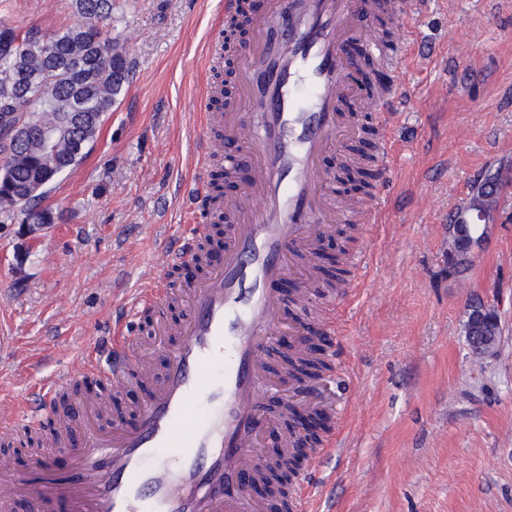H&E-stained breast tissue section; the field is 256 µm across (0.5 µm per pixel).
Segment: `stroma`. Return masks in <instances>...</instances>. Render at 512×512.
<instances>
[{"mask_svg":"<svg viewBox=\"0 0 512 512\" xmlns=\"http://www.w3.org/2000/svg\"><path fill=\"white\" fill-rule=\"evenodd\" d=\"M74 0H12L0 21L51 34ZM376 28L404 57L409 111L396 113L378 221L357 253L324 349L333 367L281 399L332 411L324 454L299 466L303 512H512V188L471 268L448 274V224L474 185L512 180V0H421ZM220 0H112L109 35L128 40L129 84L85 162L43 200L37 235L0 223V396L20 403L60 379L114 309L142 286L191 215L179 189L197 170L204 88L223 78L206 49L224 36ZM497 306V357L469 349L471 306Z\"/></svg>","mask_w":512,"mask_h":512,"instance_id":"1","label":"stroma"}]
</instances>
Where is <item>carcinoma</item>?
I'll use <instances>...</instances> for the list:
<instances>
[{
	"label": "carcinoma",
	"instance_id": "carcinoma-1",
	"mask_svg": "<svg viewBox=\"0 0 512 512\" xmlns=\"http://www.w3.org/2000/svg\"><path fill=\"white\" fill-rule=\"evenodd\" d=\"M79 21L50 35L34 28L0 23V221L27 223L47 194L44 182L72 171L86 158L74 152V140L94 142L104 118L129 83L133 61L124 44L107 36L112 0H75ZM101 37L107 60L92 55L89 39ZM69 112L83 113L73 129L52 142L39 128L54 125ZM28 130L18 148L10 142L16 124ZM293 373L317 375L318 359L291 363Z\"/></svg>",
	"mask_w": 512,
	"mask_h": 512
}]
</instances>
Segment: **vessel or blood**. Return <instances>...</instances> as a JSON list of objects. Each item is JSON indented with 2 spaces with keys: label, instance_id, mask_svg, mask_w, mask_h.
I'll return each instance as SVG.
<instances>
[{
  "label": "vessel or blood",
  "instance_id": "vessel-or-blood-1",
  "mask_svg": "<svg viewBox=\"0 0 512 512\" xmlns=\"http://www.w3.org/2000/svg\"><path fill=\"white\" fill-rule=\"evenodd\" d=\"M418 0H269L266 11L248 21L251 39L238 52L233 96L223 111L209 112L197 132L199 176L193 177L195 221L188 235L170 243L163 269L192 266L197 276L184 289L162 288L159 276L113 317L111 343H95V356L81 372L112 388L145 382L148 397L134 422L114 418L98 397L75 399L68 414L57 411L62 384L35 386L0 426V443L18 425L51 421L60 438L51 450L31 449L32 476L18 475L10 455L0 453V512L25 499L39 512H257L250 495L264 464L256 451L268 427L266 355L287 326L277 283L304 268L300 303L319 298L331 326L336 293L314 278L317 242L334 224H368L374 201L358 209L333 205L329 174L322 166L328 148L361 128L362 114L381 132L371 157L389 166L394 112L408 109L409 93L399 84L357 94V68L346 55L355 39L365 40L384 66L400 58L374 29L380 11L414 14ZM354 109H347L349 100ZM236 144L250 163L245 191L213 195L218 173L237 171L225 142ZM224 224L223 255L208 260L216 222ZM181 307L179 321H164L163 304ZM153 308L156 334L167 365L155 372L151 351L132 327ZM70 455L64 476L52 467L56 452Z\"/></svg>",
  "mask_w": 512,
  "mask_h": 512
}]
</instances>
